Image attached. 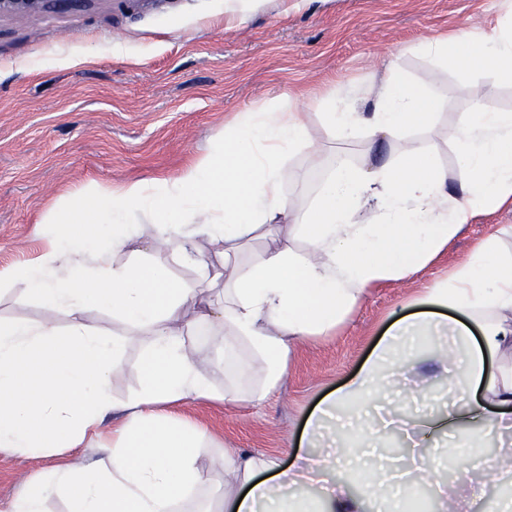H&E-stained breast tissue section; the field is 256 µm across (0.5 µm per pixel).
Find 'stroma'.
I'll return each instance as SVG.
<instances>
[{"label":"stroma","mask_w":512,"mask_h":512,"mask_svg":"<svg viewBox=\"0 0 512 512\" xmlns=\"http://www.w3.org/2000/svg\"><path fill=\"white\" fill-rule=\"evenodd\" d=\"M511 9L512 0H237L232 8L226 0H94L82 11L1 18L0 270L37 255L35 227L47 212L79 204L80 221H91L93 187L174 177L214 147L235 115L289 106V93L336 85L369 98L392 56L406 81L441 96L433 156L456 178L445 128L476 94L489 108L512 109V83L480 67L460 78L418 46L459 26L481 32ZM306 119L317 149L293 155L283 172L286 193L303 207L335 148L320 118ZM299 172L305 180H296ZM505 224L512 208L480 213L410 280L371 288L335 334L297 346L283 384L265 401L175 406L207 436L199 462L212 493L224 491L225 448L274 453L290 465L316 404L358 371L420 289ZM71 460L1 453L0 512L31 476Z\"/></svg>","instance_id":"35a3bbf8"}]
</instances>
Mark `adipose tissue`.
<instances>
[{"mask_svg": "<svg viewBox=\"0 0 512 512\" xmlns=\"http://www.w3.org/2000/svg\"><path fill=\"white\" fill-rule=\"evenodd\" d=\"M432 60L468 77L480 66L512 81V15L481 33L459 28L421 44ZM331 137L362 128L394 143L431 127L440 98L402 81L396 59L369 111L333 88L315 99ZM459 176L434 164L426 138L385 158L365 152L353 164L337 156L313 203L297 206L283 187L282 167L312 149L303 113L262 107L225 126L211 152L174 179L131 181L97 189L94 219L74 231L59 215L43 219V252L0 276L45 312L37 321L0 322V452L49 456L82 448L116 406L109 376L128 346L142 350L143 380L122 408L124 418L92 464L44 471L16 493L9 512H47L49 497L68 512H365L349 485L388 483L399 512H424L416 491L428 484L444 512H459L458 490L472 474L512 484V448L487 455L485 445L512 431V225L481 239L446 279L415 298L419 313L395 321L359 372L310 414L294 459L224 453V493L206 496L211 476L197 463L206 442L169 405L199 398L255 403L275 390L294 348L335 332L369 289L410 279L450 246L477 214L512 208V110L473 101L448 131ZM370 209V222L357 215ZM147 219V246H166L192 266V280L167 265L118 263L117 252ZM273 247L251 254L259 229ZM207 239L220 264L197 248ZM111 312L124 329L104 333L82 319L89 308ZM67 318L59 328L58 318ZM220 335L210 357L224 374L216 389L186 343L199 323ZM259 362L261 378L243 379ZM438 368L447 394L431 383L400 386L394 374ZM410 440L409 464L369 459L387 432ZM471 433L456 455L458 475L440 478L441 461L426 436ZM314 487L310 499L293 488Z\"/></svg>", "mask_w": 512, "mask_h": 512, "instance_id": "1", "label": "adipose tissue"}]
</instances>
